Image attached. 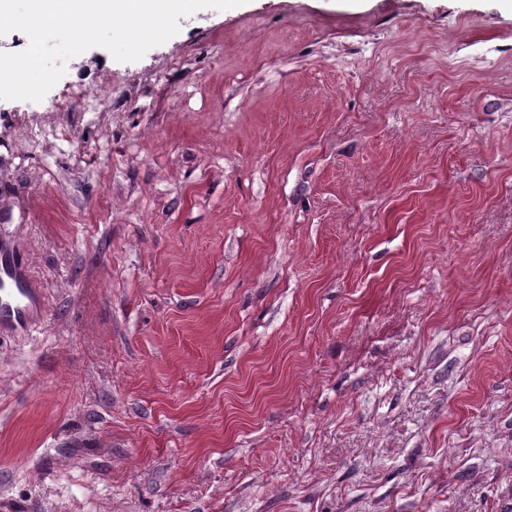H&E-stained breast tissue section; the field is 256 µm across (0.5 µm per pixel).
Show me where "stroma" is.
Instances as JSON below:
<instances>
[{
    "instance_id": "stroma-1",
    "label": "stroma",
    "mask_w": 512,
    "mask_h": 512,
    "mask_svg": "<svg viewBox=\"0 0 512 512\" xmlns=\"http://www.w3.org/2000/svg\"><path fill=\"white\" fill-rule=\"evenodd\" d=\"M2 237L0 512H512V0L90 48L0 99ZM45 308L43 289L33 278L21 250L1 240L0 335L26 333L40 322Z\"/></svg>"
}]
</instances>
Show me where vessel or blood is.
<instances>
[{"mask_svg":"<svg viewBox=\"0 0 512 512\" xmlns=\"http://www.w3.org/2000/svg\"><path fill=\"white\" fill-rule=\"evenodd\" d=\"M45 295L20 249L0 241V335L22 334L40 322Z\"/></svg>","mask_w":512,"mask_h":512,"instance_id":"vessel-or-blood-1","label":"vessel or blood"}]
</instances>
